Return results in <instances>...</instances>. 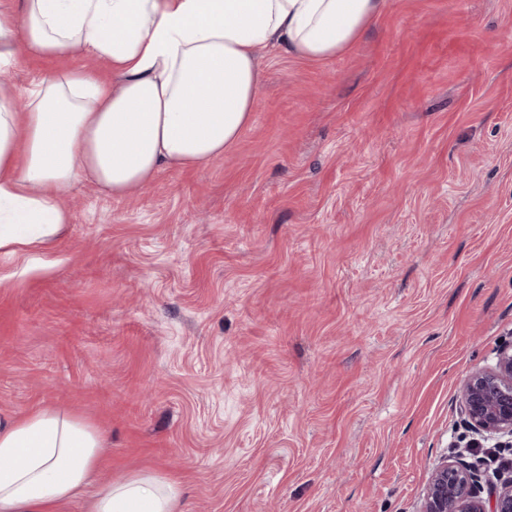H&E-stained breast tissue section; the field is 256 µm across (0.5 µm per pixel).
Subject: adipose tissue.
<instances>
[{"instance_id": "adipose-tissue-1", "label": "adipose tissue", "mask_w": 512, "mask_h": 512, "mask_svg": "<svg viewBox=\"0 0 512 512\" xmlns=\"http://www.w3.org/2000/svg\"><path fill=\"white\" fill-rule=\"evenodd\" d=\"M385 0H0V67L18 51L81 54L116 78L73 70L35 82L17 109L0 85V249L46 246L70 215L60 191L87 179L117 197L172 167L203 168L250 123L257 56L271 45L326 60L348 49ZM103 432L62 410L0 422V512H185L154 472L95 482Z\"/></svg>"}]
</instances>
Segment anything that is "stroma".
<instances>
[{"instance_id": "35a3bbf8", "label": "stroma", "mask_w": 512, "mask_h": 512, "mask_svg": "<svg viewBox=\"0 0 512 512\" xmlns=\"http://www.w3.org/2000/svg\"><path fill=\"white\" fill-rule=\"evenodd\" d=\"M258 77L223 157L78 181L51 248L0 251V419L83 416L97 481L173 475L188 512H420L512 342V0H386Z\"/></svg>"}]
</instances>
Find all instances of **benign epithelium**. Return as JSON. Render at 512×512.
Returning <instances> with one entry per match:
<instances>
[{"label":"benign epithelium","mask_w":512,"mask_h":512,"mask_svg":"<svg viewBox=\"0 0 512 512\" xmlns=\"http://www.w3.org/2000/svg\"><path fill=\"white\" fill-rule=\"evenodd\" d=\"M459 405L481 438H512V346L500 350L494 367L465 377ZM421 512H512V478L483 486L474 465L454 455L433 471Z\"/></svg>","instance_id":"benign-epithelium-1"}]
</instances>
